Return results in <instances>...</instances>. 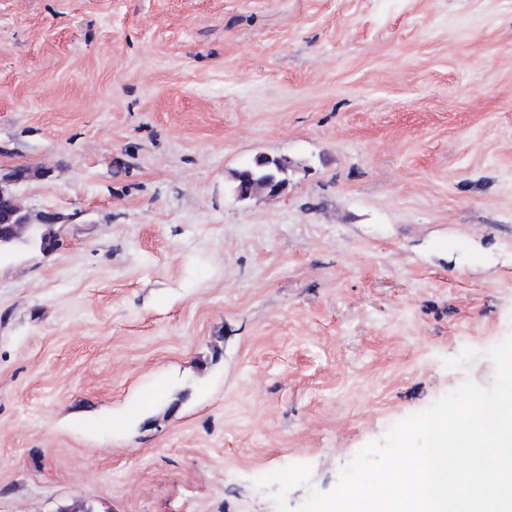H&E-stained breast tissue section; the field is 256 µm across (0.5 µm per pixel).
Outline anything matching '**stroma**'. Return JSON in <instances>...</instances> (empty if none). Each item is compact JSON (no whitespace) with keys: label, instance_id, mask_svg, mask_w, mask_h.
Returning a JSON list of instances; mask_svg holds the SVG:
<instances>
[{"label":"stroma","instance_id":"stroma-1","mask_svg":"<svg viewBox=\"0 0 512 512\" xmlns=\"http://www.w3.org/2000/svg\"><path fill=\"white\" fill-rule=\"evenodd\" d=\"M294 161L246 200L233 174ZM0 512H276L512 335V0H0ZM28 175L27 169L20 168L3 176L0 173V253L24 241V236L35 232L38 225L56 223L55 215L43 214L38 218L39 224H34L27 214L21 212L12 192L7 189L6 185L26 180Z\"/></svg>","mask_w":512,"mask_h":512}]
</instances>
